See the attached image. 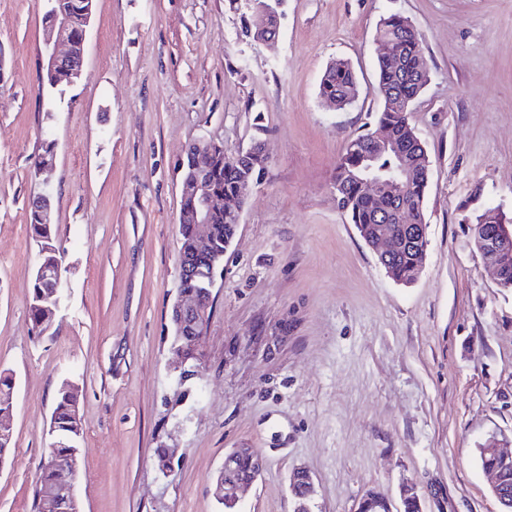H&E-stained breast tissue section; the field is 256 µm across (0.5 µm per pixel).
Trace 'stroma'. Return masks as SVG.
I'll return each instance as SVG.
<instances>
[{
  "instance_id": "35a3bbf8",
  "label": "stroma",
  "mask_w": 512,
  "mask_h": 512,
  "mask_svg": "<svg viewBox=\"0 0 512 512\" xmlns=\"http://www.w3.org/2000/svg\"><path fill=\"white\" fill-rule=\"evenodd\" d=\"M45 0H0V370L15 380L0 512H34L64 381L79 387L81 512H223L228 451L265 461L239 512H356L412 484L423 512H500L476 458L512 449V290L468 226L512 219V0H283L275 40L247 0H94L80 78L41 88ZM408 18L430 77L409 118L431 159L417 281L381 268L338 209L349 137L374 123L376 26ZM350 61L342 110L318 87ZM260 143L267 167L212 290L202 369L180 381L181 164L198 141ZM51 169L35 173L43 142ZM51 189L62 256L51 328L29 320L39 244L28 201ZM171 458L160 469V456Z\"/></svg>"
}]
</instances>
